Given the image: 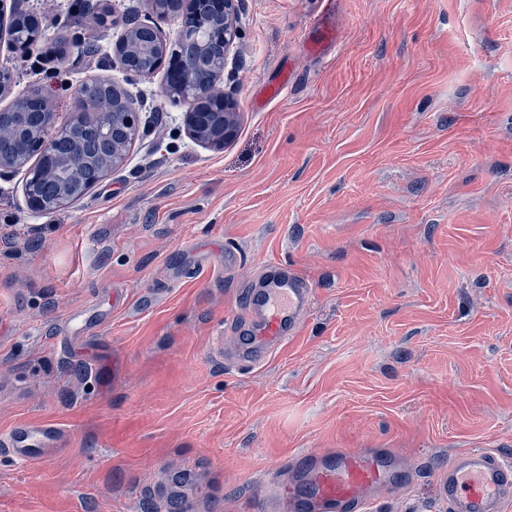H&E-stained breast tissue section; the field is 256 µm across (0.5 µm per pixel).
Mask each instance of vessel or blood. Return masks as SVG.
Listing matches in <instances>:
<instances>
[{"label": "vessel or blood", "instance_id": "b4317fda", "mask_svg": "<svg viewBox=\"0 0 512 512\" xmlns=\"http://www.w3.org/2000/svg\"><path fill=\"white\" fill-rule=\"evenodd\" d=\"M313 302V290L297 271L269 266L263 287L249 291L243 309L248 323L237 336L233 359L254 366L298 335ZM64 445V431L52 420L19 422L0 434V455L25 463L43 462ZM300 470L307 482L304 495H288L270 487L271 508L290 512H365L377 491L388 481L373 452L313 454ZM438 495L448 512H506L512 505V462L484 448L453 456L440 476Z\"/></svg>", "mask_w": 512, "mask_h": 512}]
</instances>
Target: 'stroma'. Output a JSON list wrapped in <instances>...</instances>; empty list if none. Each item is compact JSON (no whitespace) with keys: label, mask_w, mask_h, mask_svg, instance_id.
<instances>
[{"label":"stroma","mask_w":512,"mask_h":512,"mask_svg":"<svg viewBox=\"0 0 512 512\" xmlns=\"http://www.w3.org/2000/svg\"><path fill=\"white\" fill-rule=\"evenodd\" d=\"M20 6L48 29L0 42L17 91L64 123L107 78L141 125L66 209L30 212L24 172L0 173V432L65 431L46 462L0 457V512H144L165 484L197 512H260L268 473L285 487L297 456L365 448L403 472L369 512H447L452 455L512 460V0H240L219 151L188 136L164 72L114 61L123 29L97 18L143 20L144 0ZM277 264L313 286L300 333L260 367L216 356Z\"/></svg>","instance_id":"stroma-1"}]
</instances>
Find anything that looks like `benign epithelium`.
Returning a JSON list of instances; mask_svg holds the SVG:
<instances>
[{
    "mask_svg": "<svg viewBox=\"0 0 512 512\" xmlns=\"http://www.w3.org/2000/svg\"><path fill=\"white\" fill-rule=\"evenodd\" d=\"M16 2L0 0V23L11 17L10 43L24 47L38 41L45 26L38 23L25 33L18 31L16 21L27 14L18 11ZM235 2L213 0L212 11L201 13L195 0H149L150 12L180 18L177 36L169 40L156 28L133 22L126 24L116 47L119 65L129 79L149 78L161 68L169 74H184L195 67L207 74L203 81L167 82L162 93L173 101L191 102L192 110L184 116L187 132L195 142L215 150L223 149L238 129L237 103L217 85L226 53L237 36ZM114 89L122 97L120 111L86 95L81 86L76 92V112L66 123H60L46 103L41 112H16L10 124H0V136L12 137L16 145L13 153L0 154V172L27 168L24 193L30 211L44 214L75 202L71 188L83 166L97 165L106 175L123 164L139 131L140 113L121 86L116 84ZM85 127L107 143L106 152L83 153L77 132Z\"/></svg>",
    "mask_w": 512,
    "mask_h": 512,
    "instance_id": "1",
    "label": "benign epithelium"
}]
</instances>
